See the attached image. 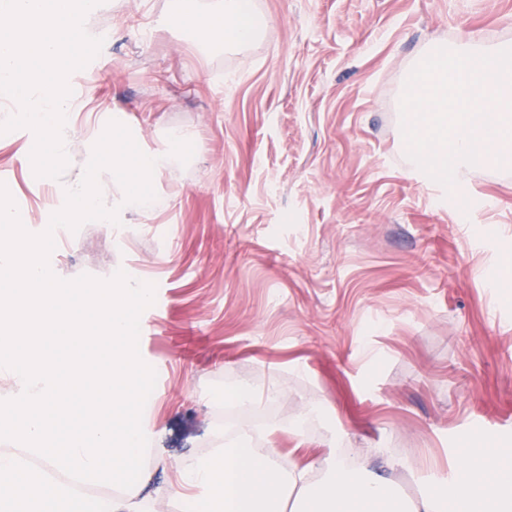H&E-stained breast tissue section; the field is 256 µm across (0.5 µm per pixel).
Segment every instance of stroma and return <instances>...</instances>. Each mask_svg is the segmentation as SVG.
<instances>
[{"instance_id": "stroma-1", "label": "stroma", "mask_w": 512, "mask_h": 512, "mask_svg": "<svg viewBox=\"0 0 512 512\" xmlns=\"http://www.w3.org/2000/svg\"><path fill=\"white\" fill-rule=\"evenodd\" d=\"M208 0H104V44L72 77V177L108 120L139 147L180 130L191 160L157 177L166 200L118 226L57 228L59 278L124 270L158 297L140 322L155 367L146 464L215 448L242 383L278 384L258 447L281 464L321 459L329 439L424 469L385 476L408 499L471 448L512 457V169L478 168L446 191L407 157L399 103L425 50L468 36L512 44V0H252L251 44L212 53L183 9ZM31 130L0 135V182L29 232L63 205L35 177ZM321 418L302 435L288 422Z\"/></svg>"}]
</instances>
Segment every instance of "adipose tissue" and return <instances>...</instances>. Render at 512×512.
<instances>
[{"mask_svg": "<svg viewBox=\"0 0 512 512\" xmlns=\"http://www.w3.org/2000/svg\"><path fill=\"white\" fill-rule=\"evenodd\" d=\"M251 8V0H217L195 25L215 44H246L259 31ZM168 467L175 481L133 497L110 491L106 501L116 504V512H153L155 503L168 497L183 498L189 512H288L292 500L301 512H512V461L490 448L472 449L460 474L434 477L431 488L410 502L368 462L349 465L333 449L319 465L284 471L276 451L251 447L245 431L228 447L178 457ZM317 468L323 477L310 481Z\"/></svg>", "mask_w": 512, "mask_h": 512, "instance_id": "obj_1", "label": "adipose tissue"}]
</instances>
